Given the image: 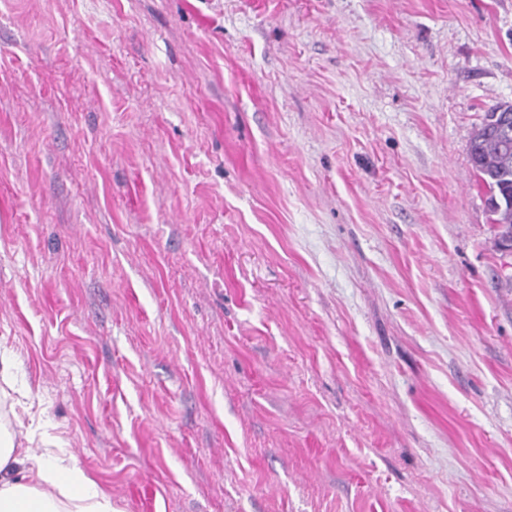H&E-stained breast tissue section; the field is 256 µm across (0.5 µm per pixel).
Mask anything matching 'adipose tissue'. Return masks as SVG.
<instances>
[{"instance_id":"1","label":"adipose tissue","mask_w":512,"mask_h":512,"mask_svg":"<svg viewBox=\"0 0 512 512\" xmlns=\"http://www.w3.org/2000/svg\"><path fill=\"white\" fill-rule=\"evenodd\" d=\"M16 412H0V512H115L111 495L48 433L39 450L19 449Z\"/></svg>"}]
</instances>
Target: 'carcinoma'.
I'll return each instance as SVG.
<instances>
[{
    "label": "carcinoma",
    "instance_id": "obj_1",
    "mask_svg": "<svg viewBox=\"0 0 512 512\" xmlns=\"http://www.w3.org/2000/svg\"><path fill=\"white\" fill-rule=\"evenodd\" d=\"M500 102L485 112L469 144V159L479 181L488 192L487 204L492 223L500 232L512 233V147H498L488 118L503 107Z\"/></svg>",
    "mask_w": 512,
    "mask_h": 512
}]
</instances>
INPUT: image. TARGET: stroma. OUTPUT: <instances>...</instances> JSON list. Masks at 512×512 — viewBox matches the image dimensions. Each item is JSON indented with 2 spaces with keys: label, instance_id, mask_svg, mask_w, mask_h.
<instances>
[{
  "label": "stroma",
  "instance_id": "35a3bbf8",
  "mask_svg": "<svg viewBox=\"0 0 512 512\" xmlns=\"http://www.w3.org/2000/svg\"><path fill=\"white\" fill-rule=\"evenodd\" d=\"M512 0H0V362L117 512H512ZM507 104L512 107V103L500 102L484 113L469 144L471 166L488 192L487 204L492 223L497 224L501 236L506 231L512 235V110L503 107ZM491 112L495 114L489 121L502 133L500 146L508 150L499 148L495 141L493 129L488 124Z\"/></svg>",
  "mask_w": 512,
  "mask_h": 512
}]
</instances>
